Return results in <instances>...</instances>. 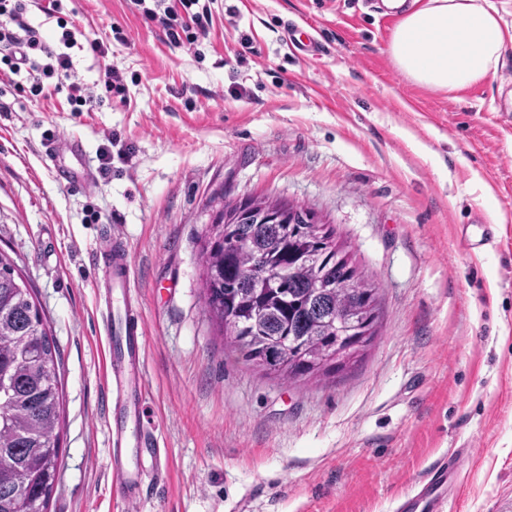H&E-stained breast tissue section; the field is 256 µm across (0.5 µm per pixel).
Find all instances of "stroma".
<instances>
[{
  "instance_id": "1",
  "label": "stroma",
  "mask_w": 512,
  "mask_h": 512,
  "mask_svg": "<svg viewBox=\"0 0 512 512\" xmlns=\"http://www.w3.org/2000/svg\"><path fill=\"white\" fill-rule=\"evenodd\" d=\"M209 35L170 45L131 0H62L71 79L102 93L17 98L0 71V254L33 291L63 389L46 512H131L105 408L104 237L119 230L144 328L146 414L167 469L138 512H394L458 448L454 512H512V43L495 80L418 86L387 53L382 0H214ZM107 40L95 56L87 39ZM249 41L242 49L241 41ZM118 66L128 105L105 96ZM81 137L97 181L62 180L44 144ZM308 209L376 290L377 331L342 370L294 383L235 349L201 300L222 206ZM496 244L470 249L474 219ZM69 99L75 112H92L100 104V97L81 83L72 82L68 85Z\"/></svg>"
}]
</instances>
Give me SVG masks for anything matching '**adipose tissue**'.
Returning <instances> with one entry per match:
<instances>
[{
    "mask_svg": "<svg viewBox=\"0 0 512 512\" xmlns=\"http://www.w3.org/2000/svg\"><path fill=\"white\" fill-rule=\"evenodd\" d=\"M397 11L388 53L413 83L455 92L494 79L512 32L492 0H383Z\"/></svg>",
    "mask_w": 512,
    "mask_h": 512,
    "instance_id": "obj_1",
    "label": "adipose tissue"
}]
</instances>
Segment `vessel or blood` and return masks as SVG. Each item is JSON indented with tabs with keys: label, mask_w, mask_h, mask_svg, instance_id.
I'll use <instances>...</instances> for the list:
<instances>
[{
	"label": "vessel or blood",
	"mask_w": 512,
	"mask_h": 512,
	"mask_svg": "<svg viewBox=\"0 0 512 512\" xmlns=\"http://www.w3.org/2000/svg\"><path fill=\"white\" fill-rule=\"evenodd\" d=\"M46 157L60 163L65 157H81L83 144L80 137L71 136L63 141L50 140L44 145ZM112 267V285L126 294V333L131 338L127 352L113 357L110 391L113 401L108 408L112 418L111 440L113 445H122L127 436H134L135 444L147 454L151 467L128 472L117 468L113 482L123 491L128 505H137L155 487L163 485L166 472L159 465L161 450L153 431L145 424V399L143 395L142 360L138 336L143 333L138 305L131 299L133 286L131 261L127 245L120 234H112L100 247ZM462 462L459 457L433 464L420 482L419 491L401 504L402 512H444L459 495L462 484Z\"/></svg>",
	"instance_id": "1"
}]
</instances>
